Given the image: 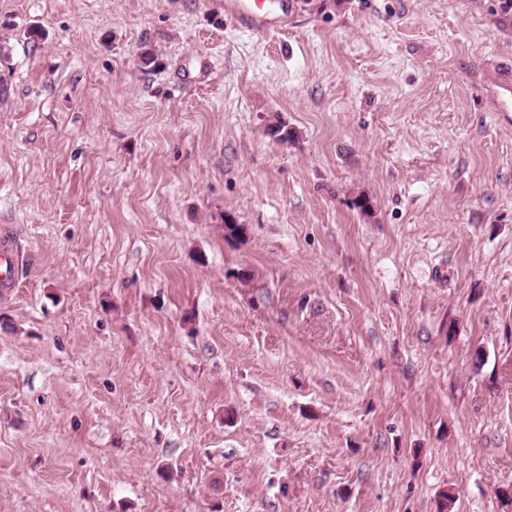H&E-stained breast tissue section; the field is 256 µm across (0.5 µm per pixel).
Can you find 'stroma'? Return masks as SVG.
Instances as JSON below:
<instances>
[{"label":"stroma","mask_w":512,"mask_h":512,"mask_svg":"<svg viewBox=\"0 0 512 512\" xmlns=\"http://www.w3.org/2000/svg\"><path fill=\"white\" fill-rule=\"evenodd\" d=\"M0 51V512H512L501 0H0ZM224 0V14L256 35L284 31L292 18L303 10L302 0Z\"/></svg>","instance_id":"obj_1"}]
</instances>
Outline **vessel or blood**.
Masks as SVG:
<instances>
[{
    "instance_id": "1",
    "label": "vessel or blood",
    "mask_w": 512,
    "mask_h": 512,
    "mask_svg": "<svg viewBox=\"0 0 512 512\" xmlns=\"http://www.w3.org/2000/svg\"><path fill=\"white\" fill-rule=\"evenodd\" d=\"M303 8V0H224L225 15L257 35L286 30Z\"/></svg>"
}]
</instances>
